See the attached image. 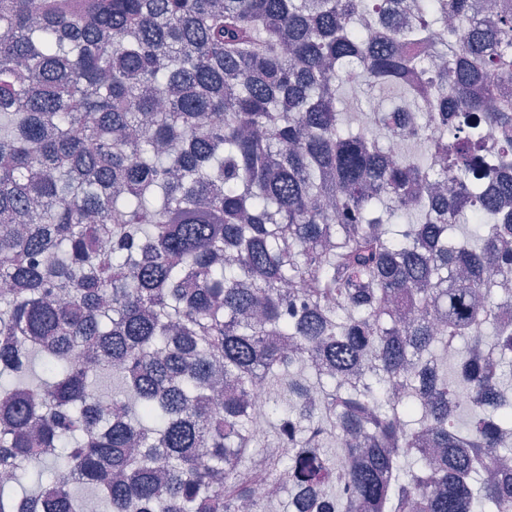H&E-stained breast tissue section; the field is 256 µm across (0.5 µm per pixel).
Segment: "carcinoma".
<instances>
[{
	"instance_id": "obj_1",
	"label": "carcinoma",
	"mask_w": 512,
	"mask_h": 512,
	"mask_svg": "<svg viewBox=\"0 0 512 512\" xmlns=\"http://www.w3.org/2000/svg\"><path fill=\"white\" fill-rule=\"evenodd\" d=\"M478 12L0 0V512H265L258 456L285 512H512Z\"/></svg>"
}]
</instances>
